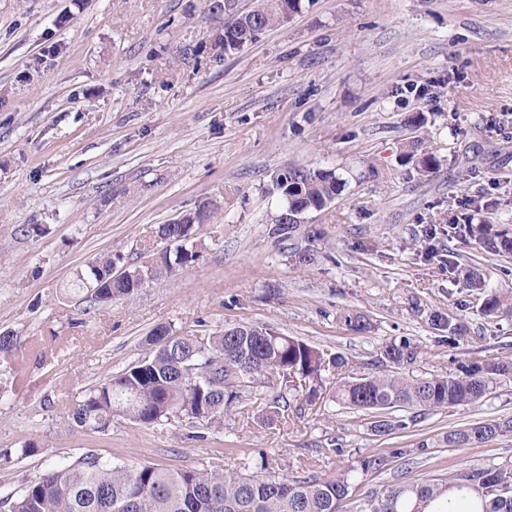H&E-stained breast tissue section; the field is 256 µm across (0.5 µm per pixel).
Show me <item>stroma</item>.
<instances>
[{
  "label": "stroma",
  "mask_w": 512,
  "mask_h": 512,
  "mask_svg": "<svg viewBox=\"0 0 512 512\" xmlns=\"http://www.w3.org/2000/svg\"><path fill=\"white\" fill-rule=\"evenodd\" d=\"M224 15L208 0H0V332L14 331L20 380L0 393V500L84 453L120 466L244 469L322 478L357 473L348 507L395 483L512 462V437L451 447L448 431L512 417V381L478 404L372 433L375 414L316 403L288 419L238 412L220 429L114 417L83 432L71 405L142 359L159 325L208 336L259 324L340 354L356 374L407 341L408 377L512 355V318H486L467 269L512 288V258L447 237L453 216L512 228V0H304L239 53L213 49ZM424 126L412 125L415 114ZM442 161L402 165L409 142ZM306 166L347 185L292 239L273 233L275 172ZM208 203L197 258L173 279L86 310L70 286L96 254L149 265L158 225ZM40 233H33V226ZM435 228L427 240L426 228ZM313 256L296 264L292 253ZM459 266L449 272L448 259ZM368 330H351L347 312ZM467 332L448 346L447 317ZM36 452L23 456L27 442Z\"/></svg>",
  "instance_id": "stroma-1"
}]
</instances>
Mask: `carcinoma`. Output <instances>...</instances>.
Masks as SVG:
<instances>
[{
	"mask_svg": "<svg viewBox=\"0 0 512 512\" xmlns=\"http://www.w3.org/2000/svg\"><path fill=\"white\" fill-rule=\"evenodd\" d=\"M209 9L224 12V33L214 43L224 55L239 52L260 34L287 22L299 12L297 0H256L248 11L236 9L235 0H212ZM402 162L420 175L439 170L441 160L420 149L405 147ZM346 182L333 171L290 167L278 172L273 190L283 200L275 223L293 233L298 221L324 210L341 194ZM205 207L181 221L161 224L156 236L167 248L158 252L146 269L136 268L119 279L112 277V255L102 254L86 265L73 281L93 306L114 299L131 298L145 280L171 277L196 260L187 247L195 222ZM448 232L473 237L489 253L512 258V232L484 222H456ZM468 287L485 294L480 313L512 317V290H487L477 272L467 276ZM175 336L166 327L156 328L148 339L150 352L124 372L93 386L75 402L71 421L81 430L104 432L112 419L122 415L144 425L177 419L192 428L224 425V408L242 398L246 388L260 381L283 380L305 401L320 398L322 373L349 371L341 355H326L305 342L256 324H238L206 337ZM415 352L407 341L391 343L381 351L379 363L387 370L367 376L347 377L336 383L335 399L358 410L383 413L403 407L418 415L481 401L502 381L512 380V357H479L458 366L448 375L409 378L398 369L412 363ZM262 416L283 418L288 400L278 394L264 403ZM512 436V418L490 419L446 435L450 445L483 444ZM384 456L366 457L333 478L315 475L275 477L242 474L220 468L164 470L152 465L136 468L104 463L94 454H83L68 465L29 482L7 512H346L351 473L377 471L387 465ZM454 486H468L484 500L483 512H512V468L492 465L455 475ZM448 492V483L423 480L392 485L368 499L365 512H425L427 503Z\"/></svg>",
	"mask_w": 512,
	"mask_h": 512,
	"instance_id": "cac0c4a2",
	"label": "carcinoma"
}]
</instances>
